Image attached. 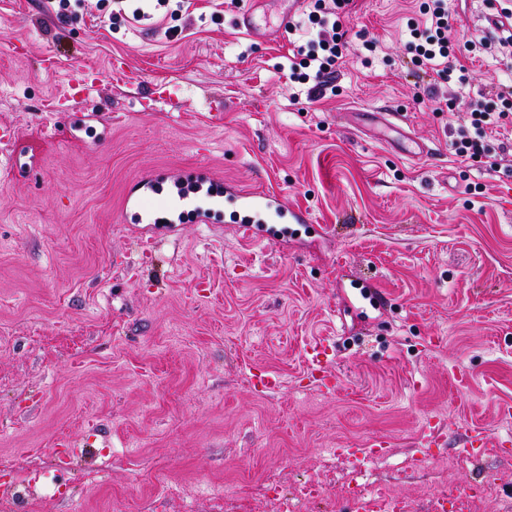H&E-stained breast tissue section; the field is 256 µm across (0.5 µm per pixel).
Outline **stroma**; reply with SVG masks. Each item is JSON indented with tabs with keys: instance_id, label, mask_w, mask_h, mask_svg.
<instances>
[{
	"instance_id": "obj_1",
	"label": "stroma",
	"mask_w": 512,
	"mask_h": 512,
	"mask_svg": "<svg viewBox=\"0 0 512 512\" xmlns=\"http://www.w3.org/2000/svg\"><path fill=\"white\" fill-rule=\"evenodd\" d=\"M496 5L448 0L452 40L483 36ZM113 8L68 0L62 21L55 0H0V127L13 133L0 160L34 168L0 167V460L43 470L60 442L75 448L66 497L36 489L25 512H277L312 475L322 494L305 512L384 496L403 512L464 500L502 512L512 177L455 156L448 125L473 94L512 84V63L468 62L454 111L433 112L405 50L418 0H352L336 94L294 103L288 54L317 32H277L282 0ZM247 9L260 22L249 35L235 25ZM77 67L97 89L72 110L93 120L47 127L41 105ZM366 112L394 114L429 153L385 143ZM199 164L310 223L280 240L225 222L164 235L124 223L135 182ZM316 336L332 343V395L304 362ZM266 370L283 384L256 393L250 377ZM479 427L492 444L477 452ZM376 437L384 455L366 449Z\"/></svg>"
}]
</instances>
